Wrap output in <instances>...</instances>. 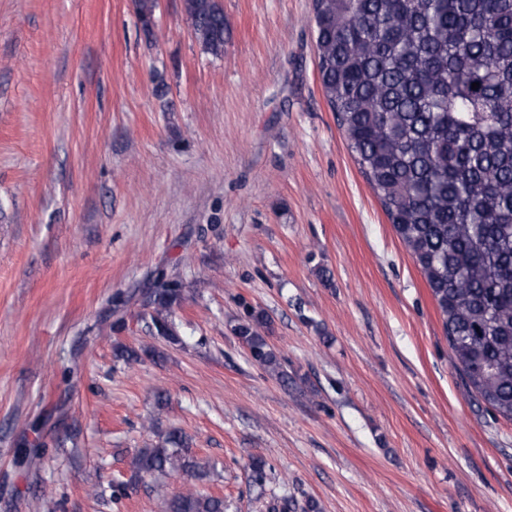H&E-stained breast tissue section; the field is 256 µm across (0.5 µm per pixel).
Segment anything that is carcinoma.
Instances as JSON below:
<instances>
[{"mask_svg": "<svg viewBox=\"0 0 512 512\" xmlns=\"http://www.w3.org/2000/svg\"><path fill=\"white\" fill-rule=\"evenodd\" d=\"M156 6L137 0L147 30ZM184 10L203 49L222 56L218 0H184ZM314 20L323 94L430 288L453 364L512 419V0H315ZM180 295L178 281H163L146 303L156 335L171 341L168 314ZM266 324L252 310L234 334L286 381ZM166 471L208 474L179 429L132 456L112 499ZM155 491L165 512H224V500L203 491Z\"/></svg>", "mask_w": 512, "mask_h": 512, "instance_id": "1", "label": "carcinoma"}]
</instances>
